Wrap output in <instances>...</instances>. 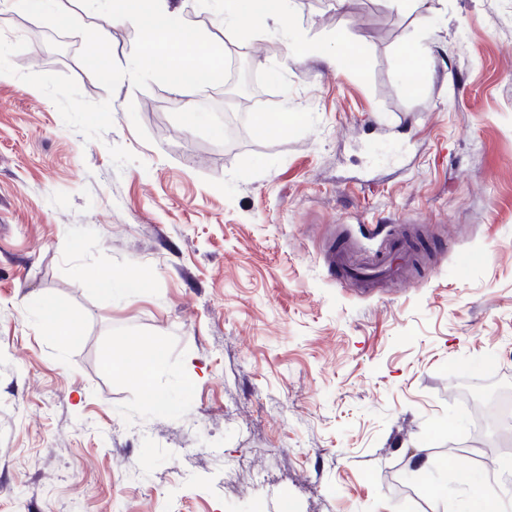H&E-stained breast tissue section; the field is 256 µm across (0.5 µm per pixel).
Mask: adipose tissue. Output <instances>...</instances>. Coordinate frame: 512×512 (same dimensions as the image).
I'll use <instances>...</instances> for the list:
<instances>
[{
	"instance_id": "1",
	"label": "adipose tissue",
	"mask_w": 512,
	"mask_h": 512,
	"mask_svg": "<svg viewBox=\"0 0 512 512\" xmlns=\"http://www.w3.org/2000/svg\"><path fill=\"white\" fill-rule=\"evenodd\" d=\"M130 0H112L109 19H121L144 29L145 40L139 53L150 59L159 74L172 88L183 95L224 80V48L194 35L187 29L178 0H144L140 8H132ZM224 22L229 28L245 24L252 30H262L268 22L287 18L288 0H225ZM192 44L193 60H186L181 46ZM37 321L48 334L73 341L81 331L71 311L65 310L51 297L38 294L32 299ZM161 345L130 342L117 368L119 374L140 385L149 403L158 411L174 410L168 393L152 381L155 369L162 365Z\"/></svg>"
}]
</instances>
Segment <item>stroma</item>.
I'll return each mask as SVG.
<instances>
[{"label":"stroma","instance_id":"35a3bbf8","mask_svg":"<svg viewBox=\"0 0 512 512\" xmlns=\"http://www.w3.org/2000/svg\"><path fill=\"white\" fill-rule=\"evenodd\" d=\"M60 12L0 6V512H444L461 470L512 503L498 407L468 399L512 394V0H293L289 29L362 48L348 70L193 0L189 30L244 49L269 120L305 116L260 138L246 108L239 141L223 85L184 128L143 30L111 24L96 60L104 0ZM367 224L419 225L409 283L329 271L327 241L371 249ZM91 269L149 286L109 296ZM39 293L77 341L43 333ZM143 337L176 411L112 370Z\"/></svg>","mask_w":512,"mask_h":512}]
</instances>
